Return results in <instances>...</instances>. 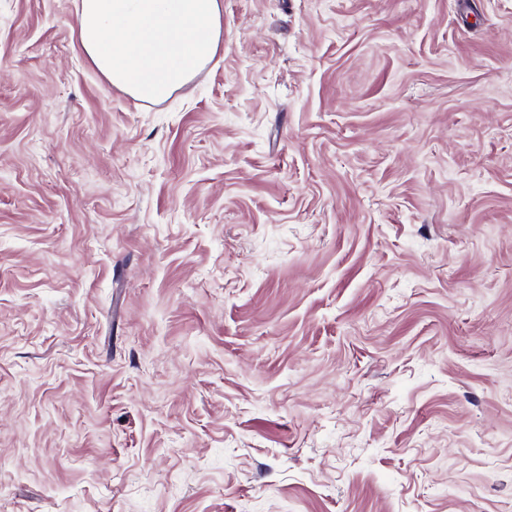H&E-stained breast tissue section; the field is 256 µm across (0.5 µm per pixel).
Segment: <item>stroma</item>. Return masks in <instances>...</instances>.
Returning a JSON list of instances; mask_svg holds the SVG:
<instances>
[{
  "label": "stroma",
  "mask_w": 512,
  "mask_h": 512,
  "mask_svg": "<svg viewBox=\"0 0 512 512\" xmlns=\"http://www.w3.org/2000/svg\"><path fill=\"white\" fill-rule=\"evenodd\" d=\"M223 3L0 0V512H512V0ZM221 0H80L84 55L132 97L162 101L214 57L224 38Z\"/></svg>",
  "instance_id": "obj_1"
}]
</instances>
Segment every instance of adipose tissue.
<instances>
[{"instance_id": "1", "label": "adipose tissue", "mask_w": 512, "mask_h": 512, "mask_svg": "<svg viewBox=\"0 0 512 512\" xmlns=\"http://www.w3.org/2000/svg\"><path fill=\"white\" fill-rule=\"evenodd\" d=\"M222 0H79L84 55L132 97L162 101L214 57L224 37Z\"/></svg>"}]
</instances>
